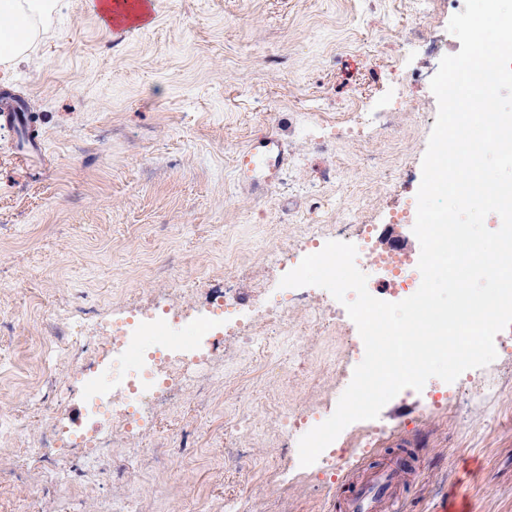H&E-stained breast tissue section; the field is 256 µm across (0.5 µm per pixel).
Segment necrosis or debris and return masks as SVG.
<instances>
[{
  "label": "necrosis or debris",
  "instance_id": "necrosis-or-debris-1",
  "mask_svg": "<svg viewBox=\"0 0 512 512\" xmlns=\"http://www.w3.org/2000/svg\"><path fill=\"white\" fill-rule=\"evenodd\" d=\"M353 230L360 238L364 261L372 263L393 286L394 299L418 290L420 283L413 272L417 258L402 255L394 248L374 251L366 225ZM259 299L266 319L284 323L289 313L298 311L306 316L315 334L321 332L324 322L335 319L334 312L320 308L312 296L293 294L286 288L274 296L260 294ZM233 315L234 299L224 290L212 296L202 309L193 301H178L163 291L151 306L135 309L132 322L112 327L100 326V312L91 307L78 306L56 316V336L93 331L99 349H126L135 367L111 406L102 413L108 429L90 444L84 477H102L112 452L128 447L132 435L151 437L167 396L190 397L199 393L203 383H223L224 367L235 355L233 349L225 347V337H236L239 343L253 349L262 346L264 337L257 326L234 321ZM46 408L49 426L27 444L30 455L48 463L46 479L36 487L40 493L67 488L72 481L59 452L64 441L55 425L63 407L56 401L47 403Z\"/></svg>",
  "mask_w": 512,
  "mask_h": 512
}]
</instances>
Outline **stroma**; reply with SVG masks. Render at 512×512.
<instances>
[{"label": "stroma", "mask_w": 512, "mask_h": 512, "mask_svg": "<svg viewBox=\"0 0 512 512\" xmlns=\"http://www.w3.org/2000/svg\"><path fill=\"white\" fill-rule=\"evenodd\" d=\"M448 16L422 19L413 0H151L142 29L117 36L91 0H61L51 30L10 69L0 90L22 100L44 143L38 155L18 149V133L0 125V413L18 426L0 446V512H92L119 492L112 475L131 472L143 512H198L201 501L258 497L261 512H334L345 467L371 466L388 439H414L419 471L406 487V512H512V403L485 425L483 403L448 393L429 410L426 394L406 399V416L382 408L381 436L367 422L347 426L343 470L322 479L293 469L272 441L275 411L307 401L333 414L350 383L345 339L358 329L344 304L341 331L319 337L266 325L271 349L239 354L235 373L202 396L162 409L152 447L170 440L188 453L164 465L118 459L91 482L34 497L44 467L23 453L46 424L28 393L53 392L62 420L92 432L82 397L88 367H113L108 353L73 357V340L47 359L39 343L49 321L77 301L97 305L105 322L124 317L121 302L138 292L230 285L243 314L258 319L256 283L273 292L284 274L271 254L298 255L300 227L345 217L373 225L374 244L404 237L419 252L412 224L391 217L415 198L432 122L417 108L434 101L428 84L409 82L395 128L344 134L356 112L388 93L386 76L412 45L419 69L439 56L422 47ZM281 137L288 162L265 196L236 183L235 161L266 132ZM382 159L370 168L366 155ZM322 208L311 211L312 201ZM243 396L249 432L225 437V402Z\"/></svg>", "instance_id": "obj_1"}]
</instances>
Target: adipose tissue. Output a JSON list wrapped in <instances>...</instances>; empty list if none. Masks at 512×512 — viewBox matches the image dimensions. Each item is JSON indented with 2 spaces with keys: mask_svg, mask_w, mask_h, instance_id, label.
Returning <instances> with one entry per match:
<instances>
[{
  "mask_svg": "<svg viewBox=\"0 0 512 512\" xmlns=\"http://www.w3.org/2000/svg\"><path fill=\"white\" fill-rule=\"evenodd\" d=\"M58 10L59 0H0V63L26 55Z\"/></svg>",
  "mask_w": 512,
  "mask_h": 512,
  "instance_id": "obj_1",
  "label": "adipose tissue"
}]
</instances>
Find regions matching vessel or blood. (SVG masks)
Returning a JSON list of instances; mask_svg holds the SVG:
<instances>
[{"mask_svg": "<svg viewBox=\"0 0 512 512\" xmlns=\"http://www.w3.org/2000/svg\"><path fill=\"white\" fill-rule=\"evenodd\" d=\"M286 160L284 142L264 134L238 156V178L251 192L264 193L279 180ZM410 476L396 456L379 469L357 463L353 475L336 491V512H398V490Z\"/></svg>", "mask_w": 512, "mask_h": 512, "instance_id": "1", "label": "vessel or blood"}]
</instances>
